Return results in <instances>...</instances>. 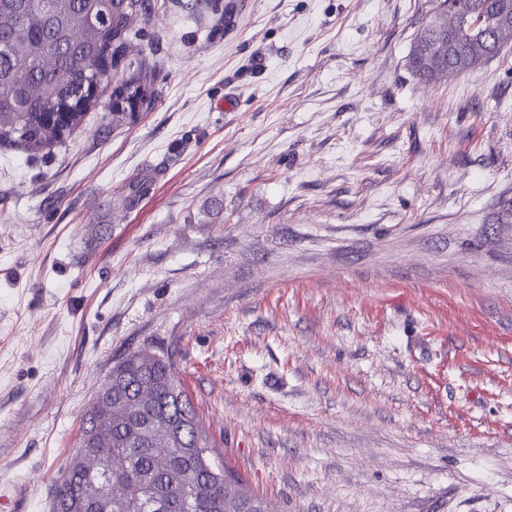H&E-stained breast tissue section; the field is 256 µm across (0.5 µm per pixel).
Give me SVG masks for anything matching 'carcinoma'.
I'll return each mask as SVG.
<instances>
[{
    "label": "carcinoma",
    "instance_id": "1",
    "mask_svg": "<svg viewBox=\"0 0 512 512\" xmlns=\"http://www.w3.org/2000/svg\"><path fill=\"white\" fill-rule=\"evenodd\" d=\"M436 6L407 58L417 79H455L497 57L512 35V0H459ZM151 0H0V148L49 154L85 120L90 104L53 123L45 110L76 101L86 82L112 81V127L150 104L142 62L126 58ZM99 61L88 71L89 54ZM78 446L53 490V512L81 499L86 512H271L241 488V477L211 456L210 441L169 353L143 348L116 360L83 420ZM121 485L127 493L112 495Z\"/></svg>",
    "mask_w": 512,
    "mask_h": 512
}]
</instances>
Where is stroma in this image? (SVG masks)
Listing matches in <instances>:
<instances>
[{
    "label": "stroma",
    "mask_w": 512,
    "mask_h": 512,
    "mask_svg": "<svg viewBox=\"0 0 512 512\" xmlns=\"http://www.w3.org/2000/svg\"><path fill=\"white\" fill-rule=\"evenodd\" d=\"M155 3L134 124L0 149V512L147 346L273 512H512V37L428 84L434 0Z\"/></svg>",
    "instance_id": "1"
}]
</instances>
